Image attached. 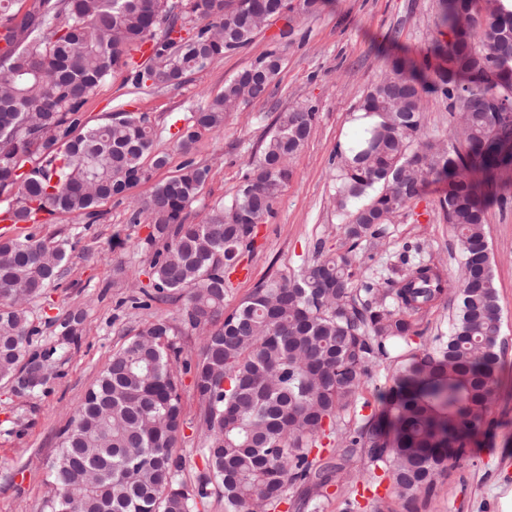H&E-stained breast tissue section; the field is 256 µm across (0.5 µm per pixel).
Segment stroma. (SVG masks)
<instances>
[{
    "label": "stroma",
    "instance_id": "1",
    "mask_svg": "<svg viewBox=\"0 0 512 512\" xmlns=\"http://www.w3.org/2000/svg\"><path fill=\"white\" fill-rule=\"evenodd\" d=\"M260 30L246 47L225 54L206 69L186 76L176 87L135 89L128 71L107 79L88 99L83 119L94 125L118 111L148 114L157 132L153 150L166 155L164 167L150 181L133 187L125 200L98 204L91 224L74 223L65 213L41 215L38 223L19 225L17 237L69 240V263L45 295L33 300L29 317L40 330L35 348L54 346L59 330L51 318L80 312L84 331L79 345L58 350L55 375L45 388L15 391L0 383V512H42L48 484V463L59 435L112 351L156 318L178 322L177 301H149L132 307L129 280L147 283L148 223L130 221L131 205L146 198L156 184L178 174L187 156L176 133L197 106L221 93L224 84L257 57L276 52L281 69L268 98L230 113L220 130L202 132L192 154L209 166L205 186L192 203L193 223L204 222L216 205L235 196L249 161L258 151L278 113L314 106L316 119L302 151L291 163L292 176L282 189L275 214L256 228L253 251L245 252L247 278L232 277L224 299L236 307L255 286L276 274L291 275L314 259L346 249V219L334 200L336 145L353 130L352 118L368 87L389 70L393 59L425 66L436 41L448 31L439 25V0H323L305 11L302 0ZM442 190L431 181L380 238L364 242L354 257L358 280L383 286L402 258L441 267L447 279L458 273V243L451 224L435 207ZM484 190L492 199L485 215L491 249V272L502 312L498 399L467 457L440 479L425 501L400 498L387 475L370 482V464L357 455L339 482L324 489L317 507L292 512H343L345 498L359 512H504L512 495V170L498 172ZM181 349L176 369L183 384L186 424L174 451L185 461L184 478L192 480L201 459L197 427L198 399L193 387L198 334L177 337Z\"/></svg>",
    "mask_w": 512,
    "mask_h": 512
}]
</instances>
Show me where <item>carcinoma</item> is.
I'll return each instance as SVG.
<instances>
[{
	"label": "carcinoma",
	"mask_w": 512,
	"mask_h": 512,
	"mask_svg": "<svg viewBox=\"0 0 512 512\" xmlns=\"http://www.w3.org/2000/svg\"><path fill=\"white\" fill-rule=\"evenodd\" d=\"M0 0V197L12 221L36 223L42 213L95 215L107 199H125L152 167L156 131L142 113L119 111L82 125L88 97L119 68L138 89L179 85L189 73L247 46L256 17L282 0H38L24 14ZM441 25L451 37L436 43L429 76L399 61L364 97L359 111L374 122L336 145V209L348 219L343 254L273 276L228 311L224 297L255 228L273 214L290 177L289 160L305 146L313 106L281 112L249 163L231 204L201 224L189 207L210 174L189 159L182 172L137 202L156 245L149 262L152 298L183 301L181 324L204 329L195 365L205 440L202 468L192 482L173 454L185 420L177 326L158 318L112 351L98 378L61 432L49 464L45 512H199L212 496L224 512H279L288 489L320 495L341 470L323 460L327 433L350 411L369 407L361 391L373 367L397 362L384 409L360 416L343 455L367 456L389 475L399 497L430 495L461 460L497 398L501 311L485 233L488 199L472 175L512 168V0H494L484 20L472 0H441ZM164 29L162 39L156 30ZM187 36H182L181 32ZM152 44L153 63L130 51ZM268 67L254 84L236 74L192 116L178 147L189 153L201 132L221 127L226 114L269 94L280 71L274 52L250 68ZM448 99V144L421 140L424 94ZM430 177L445 183L438 206L460 250L459 278L447 285L438 267L396 273L379 289L358 283L352 252L420 196ZM69 260L63 244L0 238V381L30 374L29 391L45 387L51 347L31 349L35 328L26 304L60 277ZM374 300L359 307L360 292ZM448 298V333L413 346V316ZM80 314L61 323L64 343L76 345ZM401 343L404 353L394 357Z\"/></svg>",
	"instance_id": "carcinoma-1"
}]
</instances>
